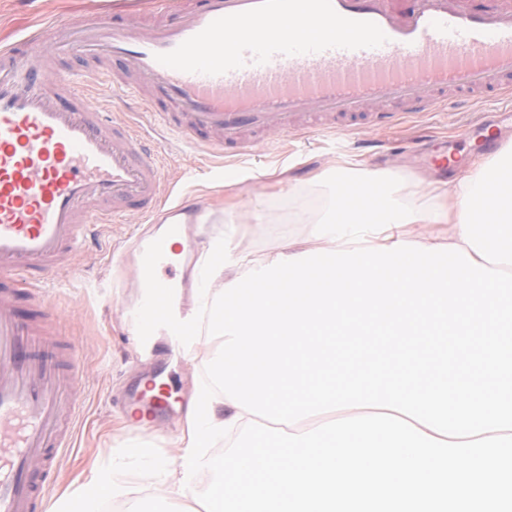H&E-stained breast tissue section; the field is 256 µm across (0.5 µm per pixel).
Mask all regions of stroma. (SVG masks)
Masks as SVG:
<instances>
[{
    "mask_svg": "<svg viewBox=\"0 0 512 512\" xmlns=\"http://www.w3.org/2000/svg\"><path fill=\"white\" fill-rule=\"evenodd\" d=\"M110 0H0V47L36 29L39 22L65 14L91 16ZM495 102L459 109L452 122L429 115L407 119L393 132H378L380 149H358L359 134L312 131L301 136L273 134L254 146L250 155L225 157L202 150H186L167 157V181L161 192L166 206L178 200L204 203L213 213L200 228L204 241L201 264L203 291L224 285L210 266L212 251L233 238L239 250L263 256L284 248L288 242L309 236L313 216L327 210L336 196L331 178L315 180L319 171L331 170L337 158L353 159L360 170L389 169L402 199L424 203L423 180H450L453 172L440 170L416 153L418 131L441 150L466 154L469 144L461 131L469 124L499 123L502 113ZM288 168L293 184L271 189L266 173ZM238 193L239 212L224 214V195ZM144 229L160 231V224L130 215L123 224L103 228L102 242L88 256L57 276L46 288V301L59 317L60 335L74 340L80 350L85 382L78 397L79 409L71 448L60 457L47 499V512H56L63 495L83 493L91 473L99 468L111 472L116 492L110 501L122 512H170L176 493L164 457L177 453L176 439L181 416H174L161 429L134 425L119 405L110 404L109 392H120L142 374L135 336L124 322L122 306L133 298L131 267L121 265L117 246L127 245L130 233Z\"/></svg>",
    "mask_w": 512,
    "mask_h": 512,
    "instance_id": "1",
    "label": "stroma"
}]
</instances>
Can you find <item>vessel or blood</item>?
I'll list each match as a JSON object with an SVG mask.
<instances>
[{"label":"vessel or blood","instance_id":"obj_1","mask_svg":"<svg viewBox=\"0 0 512 512\" xmlns=\"http://www.w3.org/2000/svg\"><path fill=\"white\" fill-rule=\"evenodd\" d=\"M95 61L66 86L34 59ZM136 101L170 138L239 153L269 133L383 130L512 94V0H181L115 18L52 20L0 49V512H46L82 386L73 342L50 339L42 295L105 224L161 204L159 143L90 89ZM202 207L136 239L141 336L193 335ZM175 272L160 274L166 262ZM124 408L165 425L184 396L130 388Z\"/></svg>","mask_w":512,"mask_h":512}]
</instances>
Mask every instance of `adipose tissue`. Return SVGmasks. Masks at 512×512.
<instances>
[{
    "label": "adipose tissue",
    "mask_w": 512,
    "mask_h": 512,
    "mask_svg": "<svg viewBox=\"0 0 512 512\" xmlns=\"http://www.w3.org/2000/svg\"><path fill=\"white\" fill-rule=\"evenodd\" d=\"M503 176L430 185L425 206L336 202L308 245L258 262L225 245L240 275L211 298L220 387L186 414L178 482L213 430L236 482L182 512H512V219L478 227L471 208ZM377 329L381 350L337 363L336 333Z\"/></svg>",
    "instance_id": "ef3b65f1"
}]
</instances>
